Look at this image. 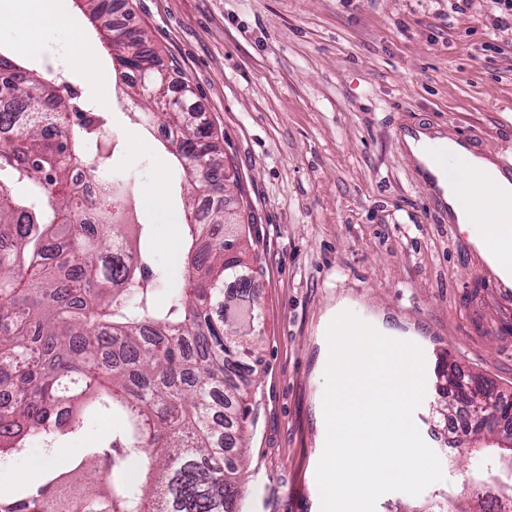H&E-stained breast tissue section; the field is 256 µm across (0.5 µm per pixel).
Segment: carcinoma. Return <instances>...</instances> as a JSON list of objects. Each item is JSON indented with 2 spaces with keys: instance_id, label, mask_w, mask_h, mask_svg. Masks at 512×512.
Segmentation results:
<instances>
[{
  "instance_id": "carcinoma-1",
  "label": "carcinoma",
  "mask_w": 512,
  "mask_h": 512,
  "mask_svg": "<svg viewBox=\"0 0 512 512\" xmlns=\"http://www.w3.org/2000/svg\"><path fill=\"white\" fill-rule=\"evenodd\" d=\"M82 2L112 42L110 0ZM146 40L134 34L126 63L151 73L158 62ZM0 79V396L9 399L0 453L112 420V439L85 449L76 468L0 491V512H241L244 450L226 432L243 431L248 417L242 356L257 353L261 311L243 259L246 225L224 223V185L204 172L224 168L210 127L190 104L164 111L160 84L131 113L176 148L187 265L171 282L150 263L148 225L133 245L109 222L125 208L124 185L106 189L86 217L71 162L84 161L92 179L113 173V151L98 141L105 119L2 52ZM121 249L139 263L115 265Z\"/></svg>"
}]
</instances>
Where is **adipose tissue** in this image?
Here are the masks:
<instances>
[{
    "mask_svg": "<svg viewBox=\"0 0 512 512\" xmlns=\"http://www.w3.org/2000/svg\"><path fill=\"white\" fill-rule=\"evenodd\" d=\"M33 15L41 17L46 24L57 30H68L73 34L69 46L71 57L85 61L89 81H98L102 70L93 46L76 30L75 23L66 10V0H31ZM30 15V16H33ZM30 16L16 14L12 17L15 26L28 25ZM455 182L465 184L474 199L473 205L455 207L454 214L461 231L468 233L487 253L496 268L512 271V210L500 207L501 198L512 196V181L504 178L487 159L478 160L469 169L451 172Z\"/></svg>",
    "mask_w": 512,
    "mask_h": 512,
    "instance_id": "1",
    "label": "adipose tissue"
}]
</instances>
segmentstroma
<instances>
[{"mask_svg": "<svg viewBox=\"0 0 512 512\" xmlns=\"http://www.w3.org/2000/svg\"><path fill=\"white\" fill-rule=\"evenodd\" d=\"M127 25L145 30L163 68L187 83L233 158L255 217L250 250L262 326L261 362L248 386L250 417L241 439L246 512H320L316 468L325 444L327 328L349 311L390 338L417 344L426 393L414 413L438 455L441 481L420 495H383L376 512L451 494L463 497L493 467L492 451L448 447L460 437L440 410L449 364L512 390V334L493 319L492 286L468 235L427 195L400 144L409 125L439 124L512 158V32L490 40L488 0H122ZM28 30L0 29V47L30 68L65 56L67 35L43 53ZM99 141L114 150L118 174L139 195L159 194L176 219L183 200L170 188L160 128L137 148L134 104L113 95ZM137 199L131 219L145 221ZM152 259L183 272L178 226L154 224ZM99 426L23 454L0 457V488L22 486L27 456L73 467Z\"/></svg>", "mask_w": 512, "mask_h": 512, "instance_id": "35a3bbf8", "label": "stroma"}]
</instances>
